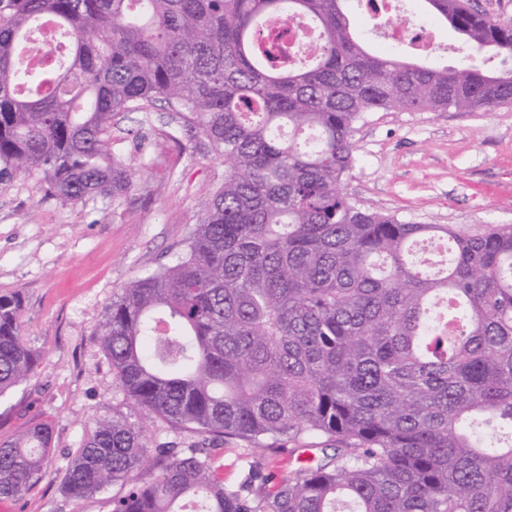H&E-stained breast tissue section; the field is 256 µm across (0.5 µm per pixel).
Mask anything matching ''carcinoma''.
Instances as JSON below:
<instances>
[{
  "label": "carcinoma",
  "mask_w": 512,
  "mask_h": 512,
  "mask_svg": "<svg viewBox=\"0 0 512 512\" xmlns=\"http://www.w3.org/2000/svg\"><path fill=\"white\" fill-rule=\"evenodd\" d=\"M347 0H0V182L74 205L122 195L116 118L163 103L225 161L179 261L105 311L115 384L202 441L147 447L119 418L68 455L63 492L119 484L111 512H512V225L405 224L351 201L354 125L379 111L512 105V66L378 54ZM464 44L512 60V21L420 0ZM305 20L320 51L276 62L265 25ZM64 45L26 63L38 27ZM0 296V395L38 353ZM319 439L322 457L235 490L208 446ZM53 427L0 442V498L42 479Z\"/></svg>",
  "instance_id": "carcinoma-1"
}]
</instances>
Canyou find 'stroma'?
<instances>
[{
	"label": "stroma",
	"instance_id": "35a3bbf8",
	"mask_svg": "<svg viewBox=\"0 0 512 512\" xmlns=\"http://www.w3.org/2000/svg\"><path fill=\"white\" fill-rule=\"evenodd\" d=\"M134 171L123 195L61 204L45 184L0 183V296L20 294L22 335L39 359L28 380L0 396V440L38 422L54 427L43 479L9 512H111L109 491L72 499L61 490L70 449L103 417L137 427L145 444L194 441L130 403L113 383L100 342L114 294L175 264L202 218L200 204L224 181V160L163 106L131 112L112 129ZM355 164L344 193L411 224L468 233L512 224V106L487 112H369L354 126ZM226 488L249 465L295 468L288 448L228 437L215 449Z\"/></svg>",
	"mask_w": 512,
	"mask_h": 512
}]
</instances>
